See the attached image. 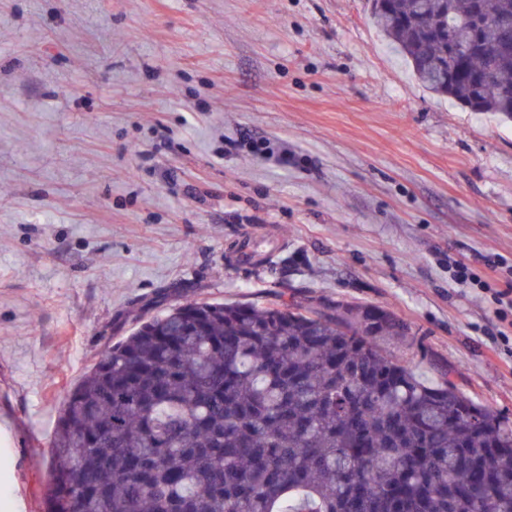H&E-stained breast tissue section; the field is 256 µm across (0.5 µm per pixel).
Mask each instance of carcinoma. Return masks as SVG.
<instances>
[{"instance_id": "carcinoma-1", "label": "carcinoma", "mask_w": 512, "mask_h": 512, "mask_svg": "<svg viewBox=\"0 0 512 512\" xmlns=\"http://www.w3.org/2000/svg\"><path fill=\"white\" fill-rule=\"evenodd\" d=\"M416 80L512 118V0H372ZM392 312L185 301L66 393L51 512H512V421Z\"/></svg>"}]
</instances>
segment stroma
<instances>
[{
  "label": "stroma",
  "instance_id": "stroma-1",
  "mask_svg": "<svg viewBox=\"0 0 512 512\" xmlns=\"http://www.w3.org/2000/svg\"><path fill=\"white\" fill-rule=\"evenodd\" d=\"M509 289L512 119L422 87L371 0H0V512H48L65 393L146 311L379 307L512 418Z\"/></svg>",
  "mask_w": 512,
  "mask_h": 512
}]
</instances>
